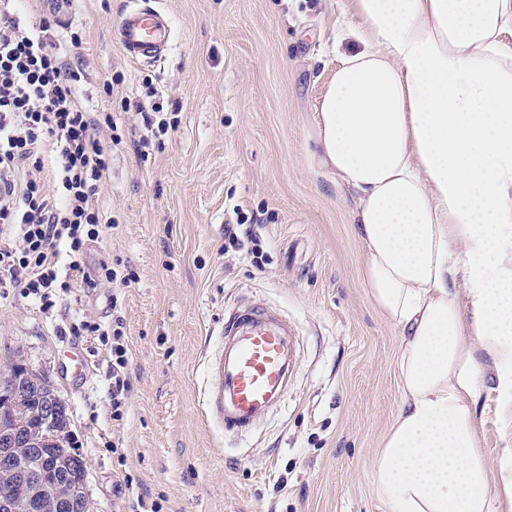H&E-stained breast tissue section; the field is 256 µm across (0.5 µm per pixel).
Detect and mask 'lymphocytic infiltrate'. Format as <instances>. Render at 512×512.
Masks as SVG:
<instances>
[{"label":"lymphocytic infiltrate","mask_w":512,"mask_h":512,"mask_svg":"<svg viewBox=\"0 0 512 512\" xmlns=\"http://www.w3.org/2000/svg\"><path fill=\"white\" fill-rule=\"evenodd\" d=\"M19 2L0 0V288L48 311L71 289L126 286L135 275L119 259L88 261L113 227L97 195L122 140L118 126L85 107V72L54 40L59 14L27 24ZM71 332L109 343L112 419L122 421L132 390L122 319L85 318Z\"/></svg>","instance_id":"obj_1"}]
</instances>
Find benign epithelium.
I'll return each mask as SVG.
<instances>
[{
    "mask_svg": "<svg viewBox=\"0 0 512 512\" xmlns=\"http://www.w3.org/2000/svg\"><path fill=\"white\" fill-rule=\"evenodd\" d=\"M41 387L24 368H15L0 378V409L12 411L21 401ZM0 478L26 487L23 497L9 492L0 494V512H36L48 490V472L54 470L47 449L42 447V434L26 431L17 424L0 423ZM66 507L71 512H87L85 480L76 476L67 484Z\"/></svg>",
    "mask_w": 512,
    "mask_h": 512,
    "instance_id": "1",
    "label": "benign epithelium"
}]
</instances>
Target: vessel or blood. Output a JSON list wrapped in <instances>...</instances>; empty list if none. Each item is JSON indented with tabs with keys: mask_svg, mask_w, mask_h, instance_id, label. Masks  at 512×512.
I'll list each match as a JSON object with an SVG mask.
<instances>
[{
	"mask_svg": "<svg viewBox=\"0 0 512 512\" xmlns=\"http://www.w3.org/2000/svg\"><path fill=\"white\" fill-rule=\"evenodd\" d=\"M114 36L128 60L151 61L169 50L172 28L162 11L133 0ZM217 336L204 413L224 432L242 434L286 400L301 357L300 335L275 309L249 302L225 312Z\"/></svg>",
	"mask_w": 512,
	"mask_h": 512,
	"instance_id": "obj_1",
	"label": "vessel or blood"
}]
</instances>
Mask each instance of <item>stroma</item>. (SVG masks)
<instances>
[{
    "instance_id": "1",
    "label": "stroma",
    "mask_w": 512,
    "mask_h": 512,
    "mask_svg": "<svg viewBox=\"0 0 512 512\" xmlns=\"http://www.w3.org/2000/svg\"><path fill=\"white\" fill-rule=\"evenodd\" d=\"M128 2L74 0L68 11L85 32L73 60L88 75V109L127 130L140 123L129 102L175 123L146 151L117 146L99 193L118 227L89 261L122 259L136 279L116 309L107 288L75 290L49 314L12 293L0 304V371L19 360L52 382L86 465L89 512H129L131 496L116 492L128 480L162 512H382L371 463L401 406L403 338L362 281L350 190L312 158L347 0H150L173 42L141 63L112 39ZM241 214L261 220L263 266L224 238ZM242 299L277 309L303 353L285 402L233 436L206 421L202 400L218 322ZM80 311L124 322L123 421L106 393L109 347L69 332ZM76 347L89 361L82 378ZM495 398L475 405L492 459L512 433Z\"/></svg>"
}]
</instances>
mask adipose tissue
Segmentation results:
<instances>
[{"mask_svg": "<svg viewBox=\"0 0 512 512\" xmlns=\"http://www.w3.org/2000/svg\"><path fill=\"white\" fill-rule=\"evenodd\" d=\"M316 164L353 193L363 280L404 338L373 461L388 512H512L474 403L512 413V0H349ZM474 309L465 318L463 302Z\"/></svg>", "mask_w": 512, "mask_h": 512, "instance_id": "adipose-tissue-1", "label": "adipose tissue"}]
</instances>
